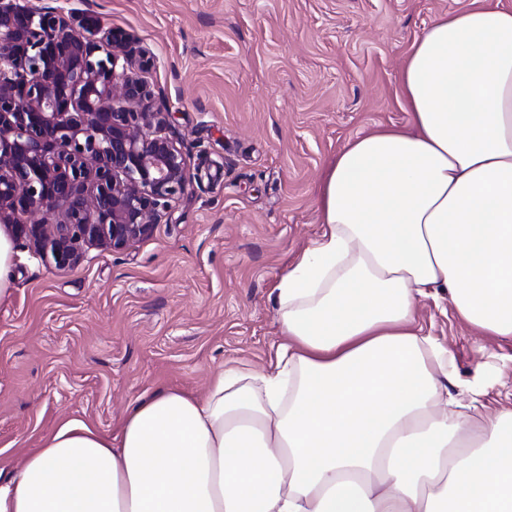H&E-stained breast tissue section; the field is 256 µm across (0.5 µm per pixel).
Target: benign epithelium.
<instances>
[{
	"instance_id": "7a95c632",
	"label": "benign epithelium",
	"mask_w": 512,
	"mask_h": 512,
	"mask_svg": "<svg viewBox=\"0 0 512 512\" xmlns=\"http://www.w3.org/2000/svg\"><path fill=\"white\" fill-rule=\"evenodd\" d=\"M130 35L0 0V221L59 268L80 243L114 250L146 236L190 186L185 157L149 110ZM60 221L38 224V215Z\"/></svg>"
}]
</instances>
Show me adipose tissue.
<instances>
[{
  "label": "adipose tissue",
  "instance_id": "obj_1",
  "mask_svg": "<svg viewBox=\"0 0 512 512\" xmlns=\"http://www.w3.org/2000/svg\"><path fill=\"white\" fill-rule=\"evenodd\" d=\"M409 115L349 140L322 230L275 287L271 368L68 420L0 473V512H512V404L449 386L422 299L512 337V7L437 16L399 77Z\"/></svg>",
  "mask_w": 512,
  "mask_h": 512
}]
</instances>
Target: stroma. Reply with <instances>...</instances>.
I'll use <instances>...</instances> for the list:
<instances>
[{"instance_id": "1", "label": "stroma", "mask_w": 512, "mask_h": 512, "mask_svg": "<svg viewBox=\"0 0 512 512\" xmlns=\"http://www.w3.org/2000/svg\"><path fill=\"white\" fill-rule=\"evenodd\" d=\"M93 15L153 57L154 111L192 183L124 249L83 246L61 269L16 242L0 298V466L68 419L117 432L142 397L204 396L220 370H266L280 340L273 287L321 230L317 188L349 139L405 125L398 74L437 16L473 0H30ZM418 322L463 384L512 393V338L448 301Z\"/></svg>"}]
</instances>
